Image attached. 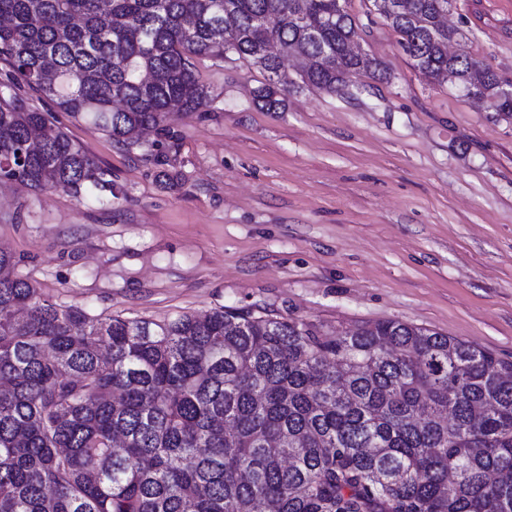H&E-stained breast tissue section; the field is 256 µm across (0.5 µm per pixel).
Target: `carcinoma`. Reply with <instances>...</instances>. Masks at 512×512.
Returning <instances> with one entry per match:
<instances>
[{"label":"carcinoma","mask_w":512,"mask_h":512,"mask_svg":"<svg viewBox=\"0 0 512 512\" xmlns=\"http://www.w3.org/2000/svg\"><path fill=\"white\" fill-rule=\"evenodd\" d=\"M383 20L431 83L512 115L476 60L448 56L451 0ZM345 0H0V181L112 191L102 167L26 86L115 142L194 112V60L292 82L269 40L306 57L301 85L386 78L344 53ZM0 250V512H512V363L395 319L340 333L251 307L160 321L92 316L43 295Z\"/></svg>","instance_id":"cac0c4a2"}]
</instances>
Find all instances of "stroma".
Listing matches in <instances>:
<instances>
[{
	"instance_id": "35a3bbf8",
	"label": "stroma",
	"mask_w": 512,
	"mask_h": 512,
	"mask_svg": "<svg viewBox=\"0 0 512 512\" xmlns=\"http://www.w3.org/2000/svg\"><path fill=\"white\" fill-rule=\"evenodd\" d=\"M386 79L254 102L241 61L196 60L210 94L152 151L55 111L112 171L80 197L0 185L19 275L90 314L164 320L253 307L326 331L396 319L512 361V116L428 83L370 0H348ZM454 47L512 85V0H452Z\"/></svg>"
}]
</instances>
